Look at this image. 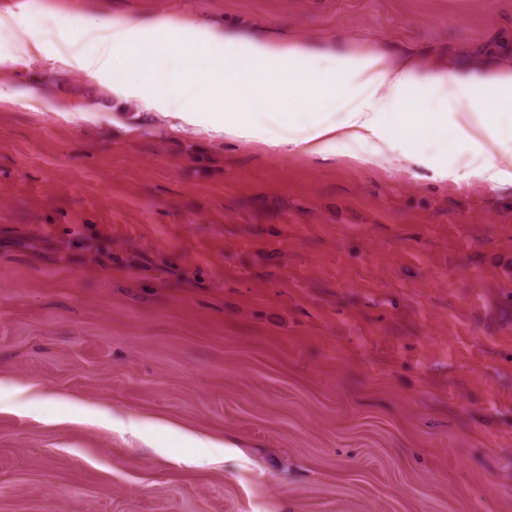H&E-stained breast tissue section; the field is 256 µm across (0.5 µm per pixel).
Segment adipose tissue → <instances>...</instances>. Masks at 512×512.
<instances>
[{"mask_svg":"<svg viewBox=\"0 0 512 512\" xmlns=\"http://www.w3.org/2000/svg\"><path fill=\"white\" fill-rule=\"evenodd\" d=\"M26 4L14 15L16 61L28 58L29 46L63 40L68 61L92 78L108 73L116 57L129 63L134 80L121 90L139 98L165 118L197 122V105L180 89L195 85L211 93L202 131L247 142L288 144L323 153L342 141L362 161L383 165L416 157L415 140L429 141L439 159L435 174L460 180L469 174L491 184L512 185V129L500 116L512 117V70L483 65L457 72L396 61L379 51H317L302 41L250 38L219 33L190 21H157L146 27L135 19L104 25L82 20L74 29L47 30L30 36ZM193 56L191 67L174 77L161 75L162 58ZM278 89L287 103L299 97L340 102L337 119L310 121L299 136L279 137L290 125L286 105L271 110L268 97ZM430 103V112L409 114L403 105ZM466 148L461 168H448V149Z\"/></svg>","mask_w":512,"mask_h":512,"instance_id":"ef3b65f1","label":"adipose tissue"}]
</instances>
